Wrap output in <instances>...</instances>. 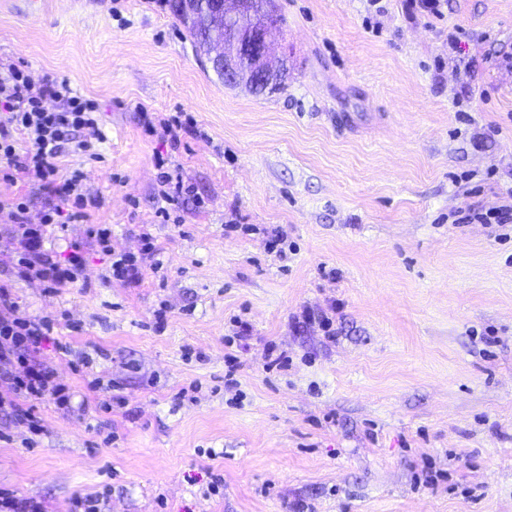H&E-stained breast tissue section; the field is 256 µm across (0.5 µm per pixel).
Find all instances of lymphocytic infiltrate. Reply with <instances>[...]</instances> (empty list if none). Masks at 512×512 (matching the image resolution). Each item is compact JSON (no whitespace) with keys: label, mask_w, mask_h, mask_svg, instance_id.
Masks as SVG:
<instances>
[{"label":"lymphocytic infiltrate","mask_w":512,"mask_h":512,"mask_svg":"<svg viewBox=\"0 0 512 512\" xmlns=\"http://www.w3.org/2000/svg\"><path fill=\"white\" fill-rule=\"evenodd\" d=\"M57 101L54 109L46 101ZM92 101L76 95L68 80L33 81L26 69L10 64L0 67V176L38 185L49 203L38 224L30 223L24 198H0V214L13 227L17 259L12 280L0 281V414L16 428L34 435L46 429L35 413V404L45 398L69 405L63 388L54 383L40 359L42 346L50 342L55 322L47 317L17 316L13 279H39L48 291L74 286L85 267L88 243L109 251L112 230L92 224L86 240L67 243V255L57 259L45 249L49 227L64 228L70 221L87 216L99 200L83 184L81 173H61V156L78 152L97 158L100 131Z\"/></svg>","instance_id":"1"}]
</instances>
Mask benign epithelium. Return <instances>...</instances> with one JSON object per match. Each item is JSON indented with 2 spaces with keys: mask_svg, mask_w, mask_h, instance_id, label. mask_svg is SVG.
Segmentation results:
<instances>
[{
  "mask_svg": "<svg viewBox=\"0 0 512 512\" xmlns=\"http://www.w3.org/2000/svg\"><path fill=\"white\" fill-rule=\"evenodd\" d=\"M224 37L217 38L208 54V63L224 71V79L244 86L259 84L265 88L288 72V54L274 53L270 36L273 26L266 19L276 0H265L261 8L254 0H223Z\"/></svg>",
  "mask_w": 512,
  "mask_h": 512,
  "instance_id": "benign-epithelium-1",
  "label": "benign epithelium"
}]
</instances>
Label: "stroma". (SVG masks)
Returning <instances> with one entry per match:
<instances>
[{
    "mask_svg": "<svg viewBox=\"0 0 512 512\" xmlns=\"http://www.w3.org/2000/svg\"><path fill=\"white\" fill-rule=\"evenodd\" d=\"M277 7L288 88L254 95L202 64L167 0H0V66L100 112L99 159L59 161L100 205L52 249L91 224L158 249L135 285L94 246L60 294L15 281L20 313L56 319L70 351L41 360L88 411L37 402L43 436L0 416V488L45 512L87 494L106 512H512V223L479 219L512 208V0ZM147 112L193 129L170 147ZM159 155L193 188L165 222ZM329 308L332 331L302 317Z\"/></svg>",
    "mask_w": 512,
    "mask_h": 512,
    "instance_id": "1",
    "label": "stroma"
}]
</instances>
